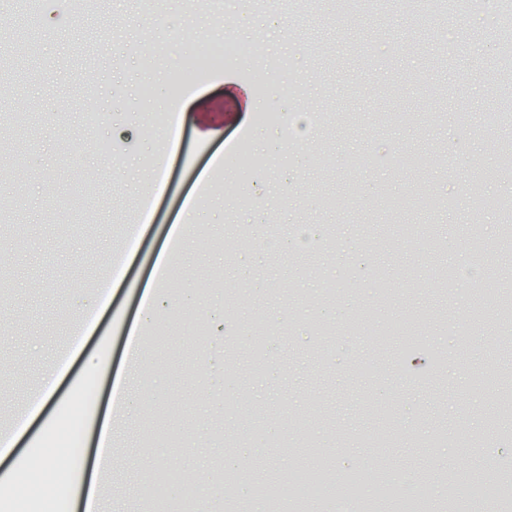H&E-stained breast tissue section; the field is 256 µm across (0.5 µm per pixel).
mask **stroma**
Returning a JSON list of instances; mask_svg holds the SVG:
<instances>
[{"label": "stroma", "mask_w": 512, "mask_h": 512, "mask_svg": "<svg viewBox=\"0 0 512 512\" xmlns=\"http://www.w3.org/2000/svg\"><path fill=\"white\" fill-rule=\"evenodd\" d=\"M48 0H0V43L28 54L0 68V139L16 138L19 160L0 159V429L60 364L55 419L78 391L93 401L78 437L93 452L117 377L152 383L136 416L115 418L112 450L120 485L103 481L106 512H139L146 461L181 471L180 502L198 485L217 494L247 484L262 447L284 448L301 417L313 435L307 462L353 475L375 453L390 455V482L437 480L455 461L460 482L512 473L489 457L512 433V309L490 288L512 264V180L474 179L512 147V63L499 52L494 0L482 15L458 9L438 20L422 5L387 0L373 18L366 0H100L49 23ZM231 31L259 44L258 61L198 75L201 42ZM193 84L186 96L181 84ZM150 86V97L141 89ZM176 110L182 133L169 142L163 118ZM503 122L485 129V113ZM286 142L288 123L303 122ZM246 158L233 155L238 142ZM369 154L367 168L354 159ZM169 173L119 277L110 257L121 243L154 160ZM478 192L480 211L467 205ZM444 206L420 209L418 198ZM195 221L172 255L161 311L172 330L167 356L145 345L140 366L125 349L159 252L185 200ZM316 245H292L295 227ZM483 271L456 279L460 252ZM114 279L107 296L98 284ZM337 297L323 299L327 283ZM459 319L466 334L449 330ZM422 338L401 360L392 326ZM450 361L437 360L441 349ZM6 489L11 512H70L69 442L36 421ZM60 458L44 486L41 449Z\"/></svg>", "instance_id": "stroma-1"}]
</instances>
